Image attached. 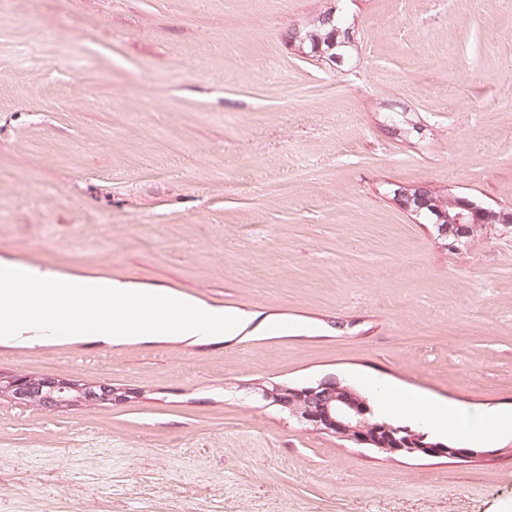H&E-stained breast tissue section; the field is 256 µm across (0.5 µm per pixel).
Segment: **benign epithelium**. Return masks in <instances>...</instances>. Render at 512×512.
I'll list each match as a JSON object with an SVG mask.
<instances>
[{
	"mask_svg": "<svg viewBox=\"0 0 512 512\" xmlns=\"http://www.w3.org/2000/svg\"><path fill=\"white\" fill-rule=\"evenodd\" d=\"M412 188L401 186L395 191L402 206L426 208L438 216L434 227L437 239L450 250L465 247L473 236L474 226L467 220L475 215L485 220L497 219L495 210L477 204L466 196L448 200L458 209L456 216L439 207L440 201L424 189L411 195ZM141 392L111 382H90L70 375H38L25 372L0 373V399L15 405L35 407L47 412H66L76 408H98L129 403ZM270 405L295 418L305 429L331 434L358 445L370 446L390 455L426 457L446 456L452 459L490 455L481 448H457L426 442L427 435L408 426L394 427L385 421L373 422L368 401L347 385L325 380L315 385L290 387L274 385L261 389Z\"/></svg>",
	"mask_w": 512,
	"mask_h": 512,
	"instance_id": "7a95c632",
	"label": "benign epithelium"
}]
</instances>
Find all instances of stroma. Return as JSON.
I'll return each instance as SVG.
<instances>
[{
    "instance_id": "stroma-1",
    "label": "stroma",
    "mask_w": 512,
    "mask_h": 512,
    "mask_svg": "<svg viewBox=\"0 0 512 512\" xmlns=\"http://www.w3.org/2000/svg\"><path fill=\"white\" fill-rule=\"evenodd\" d=\"M335 5L343 63L289 44ZM399 184L512 211V0H0V262L267 323L0 339L2 372L141 393L0 400V512H512L511 433L391 456L260 396L512 412V229L448 250ZM140 396V391L132 388L112 382H90L70 375L0 373L1 400L53 413L119 405L134 402Z\"/></svg>"
}]
</instances>
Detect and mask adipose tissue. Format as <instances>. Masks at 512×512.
Here are the masks:
<instances>
[{
	"mask_svg": "<svg viewBox=\"0 0 512 512\" xmlns=\"http://www.w3.org/2000/svg\"><path fill=\"white\" fill-rule=\"evenodd\" d=\"M389 406L393 409L410 410L412 415L426 419L431 428L437 433L447 434L459 439H468L484 431H512V415L508 417L474 415L448 406L434 409L422 397L417 395L409 401L404 400L400 395H393Z\"/></svg>",
	"mask_w": 512,
	"mask_h": 512,
	"instance_id": "1",
	"label": "adipose tissue"
}]
</instances>
